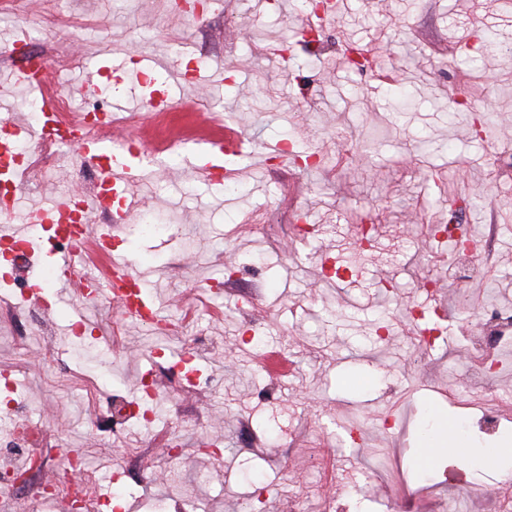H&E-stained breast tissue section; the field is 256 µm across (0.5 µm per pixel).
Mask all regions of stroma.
Segmentation results:
<instances>
[{
  "label": "stroma",
  "mask_w": 512,
  "mask_h": 512,
  "mask_svg": "<svg viewBox=\"0 0 512 512\" xmlns=\"http://www.w3.org/2000/svg\"><path fill=\"white\" fill-rule=\"evenodd\" d=\"M170 10L168 0H26L21 20L13 0H0V46L22 30L49 57L77 53L55 70L62 94L117 114L139 108L130 128L138 142L156 136L131 77L141 56L181 69L196 57L199 73L226 72L219 83L158 85L180 140L152 160L142 208L172 232L141 233V214L112 227L116 253L147 272L150 297L177 327L156 332L57 284L49 321L29 325L27 344L0 319V372L15 373L48 442L83 455L91 498L125 472L133 512L159 502L244 512L248 501L255 512H283L291 498L302 512H322L330 496L343 512H384L392 501L410 512L448 502L457 512H512V473L476 455L512 445V344L495 351L491 373L470 350L486 312L512 314V0H345L310 45L295 0H210L180 20ZM484 25L497 30L502 51L475 73L459 57ZM351 42L384 63L382 74L347 66ZM111 46L120 53L109 69L101 52ZM22 61L0 55V118L30 117L36 93L10 76ZM200 101L250 143L240 156H216L225 175L214 183L186 163L190 142L204 135ZM484 114L494 127L473 140ZM286 137L324 163L282 164L273 149ZM63 167L30 184L20 206L92 190L75 150ZM452 184L484 191L485 204L452 213ZM361 214L377 227L369 247L354 230ZM453 216L475 237L492 236L487 258L459 277L454 245L430 230ZM304 220L313 232L300 239ZM437 297L447 332L427 350L409 310ZM203 303L212 314L184 320ZM73 320L95 330L92 344L70 340ZM200 334L209 344L197 365L209 384L174 392L156 355L176 360ZM264 351L285 355L288 374L263 370ZM150 370L166 396L155 429L102 436L90 422L94 406L116 389L135 397ZM488 409L496 427L481 421ZM428 419L465 436V485L448 486L440 468L425 486L413 481ZM172 427L180 434L172 468L151 472L143 460L166 446ZM315 458L340 465L343 478L327 481Z\"/></svg>",
  "instance_id": "stroma-1"
}]
</instances>
